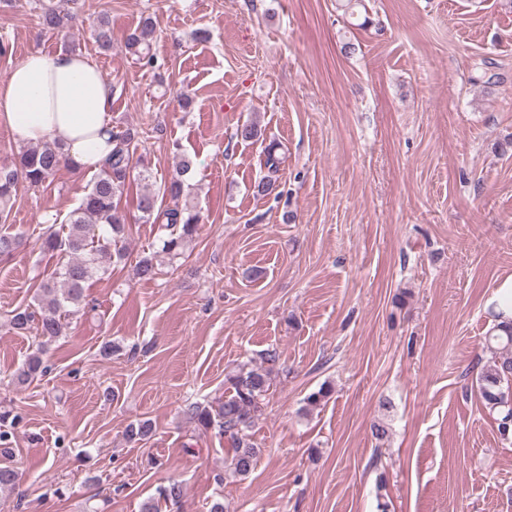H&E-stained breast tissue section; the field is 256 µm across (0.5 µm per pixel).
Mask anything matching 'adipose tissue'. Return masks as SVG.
I'll return each instance as SVG.
<instances>
[{"instance_id":"obj_1","label":"adipose tissue","mask_w":512,"mask_h":512,"mask_svg":"<svg viewBox=\"0 0 512 512\" xmlns=\"http://www.w3.org/2000/svg\"><path fill=\"white\" fill-rule=\"evenodd\" d=\"M114 91L85 56L31 53L0 82V125L22 144H62L81 169L99 170L112 152Z\"/></svg>"}]
</instances>
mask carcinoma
I'll return each instance as SVG.
<instances>
[{
	"mask_svg": "<svg viewBox=\"0 0 512 512\" xmlns=\"http://www.w3.org/2000/svg\"><path fill=\"white\" fill-rule=\"evenodd\" d=\"M40 23L45 29L62 27L68 20L53 3H41ZM155 32L151 18L129 33L124 48L145 66L154 68L157 59L151 52V40ZM94 38L98 46L108 51L113 47L112 28L109 21L99 20ZM135 133L129 129L112 127V155L101 169L91 190L80 205L69 216L67 232L47 231L41 248L64 259L52 280L39 286V309H17L11 317L14 329L36 334L51 341L61 335L65 325L62 313L87 306L86 282L94 274L107 271L113 264L125 260V233L127 217L121 208L122 194L135 171L131 146ZM63 163V152L59 144L45 141L33 145L20 154L11 169L0 167V220L7 219L13 193L19 182L39 187L48 182ZM193 161L184 158L176 169L165 191L174 199L182 197L185 176L192 170ZM137 209L142 218L161 224L168 230L163 240L162 252L172 258L183 254L186 246L197 234L202 222L200 211L190 202L181 206L161 209L157 197L147 192L137 200ZM19 247V240L10 233L0 234V260L10 259ZM157 274L156 263L150 257L140 259L135 266V275L142 280H151ZM502 355L484 366L472 381L477 396L490 412L497 414V430L502 439L512 436V399L507 390L512 383V325L502 327L501 332L489 334ZM44 350L31 354L23 366L14 374L17 384L23 386L45 374L48 365L43 358ZM227 392L224 402L215 410L193 406L192 414L198 428L204 431L214 426L228 435L233 445L232 465L234 471L247 476L252 471L257 448L249 434L255 416L261 411L262 401L270 388V370L255 366L248 370L240 368L225 376ZM333 389L323 383L305 398L306 406L316 408L324 405L332 396ZM152 422L149 420L130 424L125 432L128 442L138 443L151 436ZM19 474L10 466H0V493L13 491L19 484ZM159 498L171 504L179 503L183 495L181 484L171 482L159 488Z\"/></svg>",
	"mask_w": 512,
	"mask_h": 512,
	"instance_id": "obj_1",
	"label": "carcinoma"
}]
</instances>
